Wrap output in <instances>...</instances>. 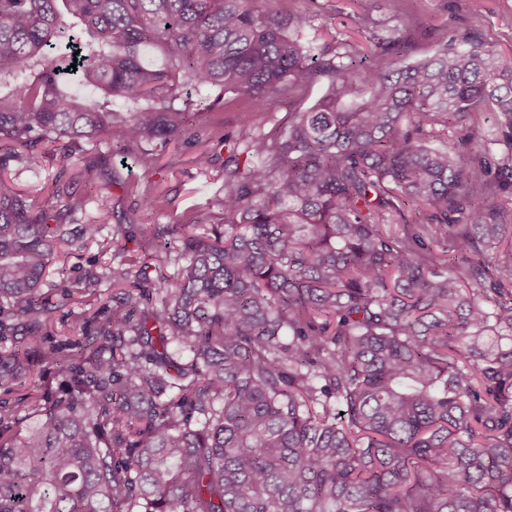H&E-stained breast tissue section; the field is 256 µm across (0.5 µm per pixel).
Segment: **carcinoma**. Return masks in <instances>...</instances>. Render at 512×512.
<instances>
[{"instance_id":"cac0c4a2","label":"carcinoma","mask_w":512,"mask_h":512,"mask_svg":"<svg viewBox=\"0 0 512 512\" xmlns=\"http://www.w3.org/2000/svg\"><path fill=\"white\" fill-rule=\"evenodd\" d=\"M316 16L0 0V388L25 377L20 336L61 379L25 433L0 413V512H512V253L488 252L508 228L512 67L465 36L412 61L402 29L358 62L315 52ZM63 45L97 98L61 88ZM320 79L319 103L254 134ZM228 95L251 111L221 139L224 221L151 224L155 262L127 265L112 144L151 168ZM484 110L507 128L499 158L428 144ZM45 145L98 173L94 197L63 171L43 202L5 180ZM104 234L118 263L47 282L63 247ZM88 293L98 307L55 337ZM95 296L85 294L77 296L71 306L56 314L54 329L58 335L69 334L71 322L74 317L89 309L96 301Z\"/></svg>"}]
</instances>
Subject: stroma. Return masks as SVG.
Masks as SVG:
<instances>
[{"label":"stroma","instance_id":"35a3bbf8","mask_svg":"<svg viewBox=\"0 0 512 512\" xmlns=\"http://www.w3.org/2000/svg\"><path fill=\"white\" fill-rule=\"evenodd\" d=\"M321 11L311 35L317 45L340 41L356 54L369 53L375 38L392 37L396 29L405 27L411 16L420 14L427 26L418 31L410 46L411 59L430 55L436 44L437 29H447L449 37L471 34L479 42L494 49L501 59L512 63V0H405L401 12H393L389 0H319ZM328 91L326 81L313 83L299 102L276 97L270 100L263 133L272 134L285 124L289 112L312 107ZM249 107L244 98L226 100L222 109L202 119L197 139L172 142L157 159L153 170H145L133 154L113 151L112 166L124 185L112 190L114 223L124 225L134 234L129 248L133 256L148 250L142 230L148 224H182L190 222L194 212L223 192L226 153L219 140L225 134L238 133L241 120ZM208 152L211 166L200 170L197 155ZM72 179L77 193H86L91 179L81 164L46 157L38 172H13L18 188L38 192L50 183L57 172ZM161 192L168 200L165 214H149L143 204L147 193Z\"/></svg>","mask_w":512,"mask_h":512}]
</instances>
